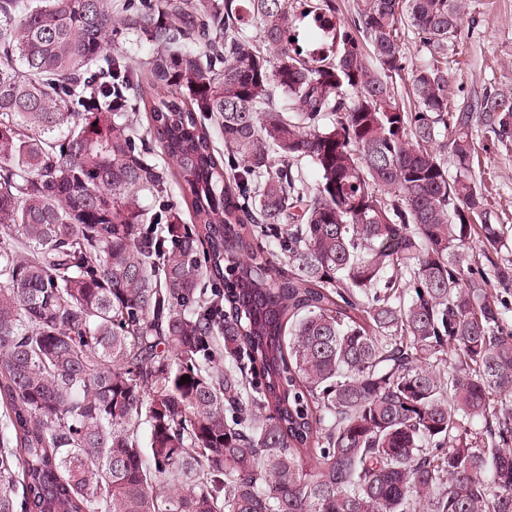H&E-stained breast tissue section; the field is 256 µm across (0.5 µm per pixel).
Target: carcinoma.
<instances>
[{
    "label": "carcinoma",
    "instance_id": "obj_1",
    "mask_svg": "<svg viewBox=\"0 0 512 512\" xmlns=\"http://www.w3.org/2000/svg\"><path fill=\"white\" fill-rule=\"evenodd\" d=\"M336 12L0 0V512H512V101L450 105L461 0ZM314 3L312 0H289L288 2V10L293 20L290 33L296 38V41L291 42L292 48L302 50L303 55L316 52L315 49L322 44H330L332 41V35L327 39L325 34L315 26L313 14L304 16V13L312 10L309 6ZM400 46L403 56L406 58L409 70L412 65L415 67V65H419L423 62L425 52L421 49L419 43L414 38L411 28L407 27L406 25L405 27H402ZM474 135L479 147V176L487 188L493 193L492 222L503 224L508 243V252L502 249L498 255L512 258V136L498 139L494 135L485 134L482 124L474 119ZM478 176V180L479 177Z\"/></svg>",
    "mask_w": 512,
    "mask_h": 512
}]
</instances>
